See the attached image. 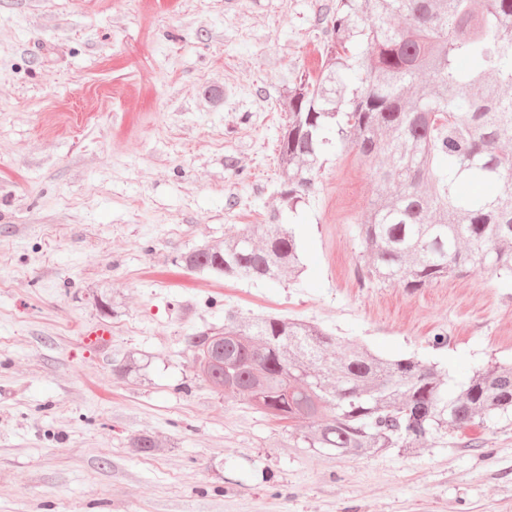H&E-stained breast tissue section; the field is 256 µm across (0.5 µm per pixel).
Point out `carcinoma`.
<instances>
[{
    "instance_id": "obj_1",
    "label": "carcinoma",
    "mask_w": 512,
    "mask_h": 512,
    "mask_svg": "<svg viewBox=\"0 0 512 512\" xmlns=\"http://www.w3.org/2000/svg\"><path fill=\"white\" fill-rule=\"evenodd\" d=\"M317 75L288 90L280 110L278 193L293 213L317 190L326 157L373 163L378 197L357 225L367 253L359 279L414 291L476 268L512 279V0H337ZM416 82L414 101L402 94ZM246 225L180 256L186 269L253 283L304 271L295 225ZM198 376L228 397L261 395L258 409L313 420L296 445L340 459L423 446L512 412V365L458 385L434 363L384 359L316 326L224 316L186 337ZM314 369L323 383L298 390Z\"/></svg>"
}]
</instances>
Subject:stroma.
<instances>
[{
  "instance_id": "stroma-1",
  "label": "stroma",
  "mask_w": 512,
  "mask_h": 512,
  "mask_svg": "<svg viewBox=\"0 0 512 512\" xmlns=\"http://www.w3.org/2000/svg\"><path fill=\"white\" fill-rule=\"evenodd\" d=\"M336 0H0V512H512V420L340 462L196 375L186 336L298 319L467 382L512 363L477 269L360 282L368 164L329 157L290 218L307 265L254 284L179 267L282 208L279 102ZM105 325L108 343L83 341ZM448 344H433L435 333ZM141 354L144 374L114 372ZM147 433L157 446H131Z\"/></svg>"
}]
</instances>
